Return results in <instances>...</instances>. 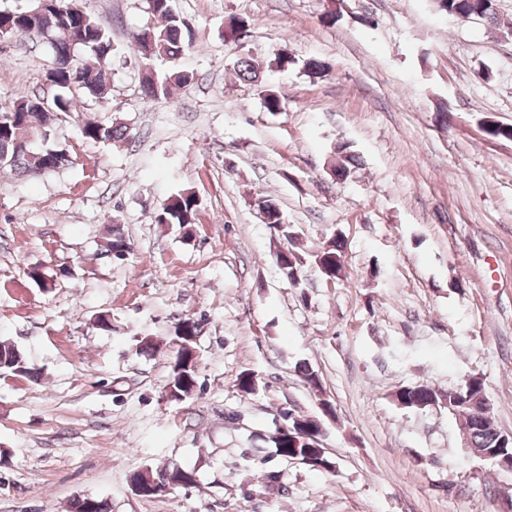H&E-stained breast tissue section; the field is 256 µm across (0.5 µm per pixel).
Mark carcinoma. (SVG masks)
<instances>
[{
  "label": "carcinoma",
  "instance_id": "obj_1",
  "mask_svg": "<svg viewBox=\"0 0 512 512\" xmlns=\"http://www.w3.org/2000/svg\"><path fill=\"white\" fill-rule=\"evenodd\" d=\"M440 8L449 14L463 18L478 17L489 24L499 26L496 0H443ZM148 20L137 34L139 58L147 67L158 61L168 64L166 71L154 73L141 82V95L147 102H155L170 95L172 86L188 87L193 73L183 70L177 61L192 48L189 29L183 17L175 11L172 0H148ZM227 37L240 41L247 35L248 25L241 19L231 17L225 25ZM41 35L49 39L52 49L50 64L44 73V84L51 96L33 93L10 100L7 107L0 106V171L22 176H43L63 168L70 162L69 150L58 146L52 137V119L71 116L74 112V95L83 94L93 105H110L111 89L101 71L87 63L93 57L103 61L114 53L110 26L106 19L88 11L82 0H50L44 12L30 13L28 3L14 8L0 9V41L17 36ZM236 74L251 84L260 82L259 72L247 56L234 62ZM78 137L90 143H127L131 134L124 125L98 119L78 121ZM340 162L332 169L333 176L344 180L350 173V165L357 156L346 143L335 147ZM199 199L190 192L171 196L157 216L160 224L188 226L196 223ZM264 223L287 240L290 246L283 250L277 265L296 288L300 285L303 257L292 242L294 225L288 223L280 208L271 200L259 197L255 200ZM109 252L122 259L126 256V244L120 226L110 230ZM342 246L333 240L311 255L315 266L326 279L338 280L344 273ZM197 363L190 361V353L171 366L167 394L175 400L190 396L196 385ZM8 374L36 378L38 373L28 361L25 352L12 342L0 341V375ZM439 390L427 385L401 386L395 392L396 403L408 409H424L438 402ZM448 413L462 420L461 428L467 433L469 450L480 451L496 448L505 455L512 454V442H503L499 428L488 416L475 415L467 407L472 400L485 397L480 378L473 380L471 387L448 389ZM276 429L271 437L275 455L292 460L295 456H310L304 444H295L288 437L280 436ZM131 480L142 488V495L158 494L157 487L175 483L179 486L194 483V474L178 466L158 472L146 468L132 474ZM72 512H110L106 500L94 496H83L72 504Z\"/></svg>",
  "mask_w": 512,
  "mask_h": 512
}]
</instances>
